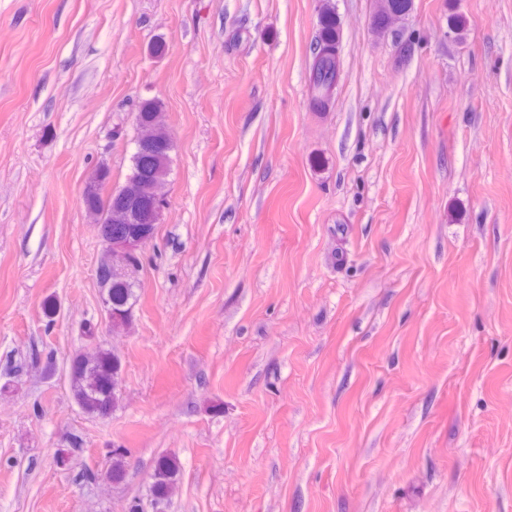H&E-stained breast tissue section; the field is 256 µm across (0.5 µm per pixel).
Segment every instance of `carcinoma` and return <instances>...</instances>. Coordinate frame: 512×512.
<instances>
[{"label": "carcinoma", "instance_id": "1", "mask_svg": "<svg viewBox=\"0 0 512 512\" xmlns=\"http://www.w3.org/2000/svg\"><path fill=\"white\" fill-rule=\"evenodd\" d=\"M339 32L336 17L329 6L322 8L320 31L314 48L309 72L312 109L323 112L336 89L339 79ZM165 105L158 98L144 99L135 115L134 153L131 168L122 192L106 193L111 171L98 167L86 186H100L98 193L82 195V203L89 209L105 211L110 224L122 228L141 244L126 263L104 257L97 268V279L106 283V296L117 316L111 320L112 331L118 332L129 325L132 309L137 303V275L141 265V251L155 238L158 226L157 206L167 204L169 174L174 141L165 122ZM89 344L71 360L69 376L71 390L78 406L87 414L106 417L115 410L121 398L122 361L112 350L95 342L92 326L83 331ZM127 450H112L109 477L114 482L125 476ZM181 464L172 455L160 456L151 474L148 497L168 501L177 485Z\"/></svg>", "mask_w": 512, "mask_h": 512}]
</instances>
